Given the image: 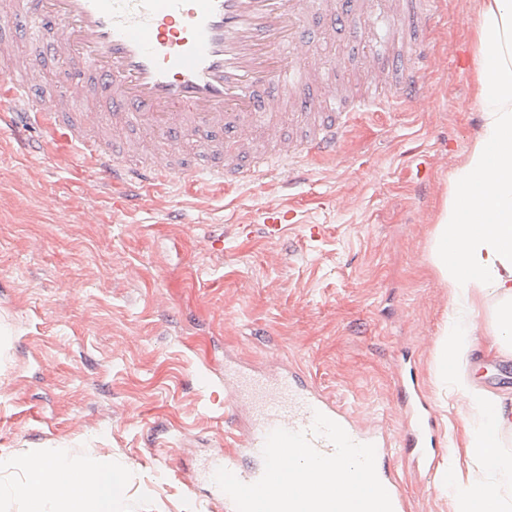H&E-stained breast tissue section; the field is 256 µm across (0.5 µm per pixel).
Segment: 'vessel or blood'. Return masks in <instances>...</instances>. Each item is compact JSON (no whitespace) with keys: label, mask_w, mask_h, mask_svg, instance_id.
Wrapping results in <instances>:
<instances>
[{"label":"vessel or blood","mask_w":512,"mask_h":512,"mask_svg":"<svg viewBox=\"0 0 512 512\" xmlns=\"http://www.w3.org/2000/svg\"><path fill=\"white\" fill-rule=\"evenodd\" d=\"M28 51L15 58L16 16L0 14V62L15 63L0 74V112L23 113L71 147L64 159L92 164L98 182L146 190L178 179L195 185L225 186L252 174L256 133L277 145L279 162L294 167L308 160H333L356 113L386 102L381 77L391 72L398 96L416 98L423 87L417 73L424 57L426 20L433 0H390L372 13L368 0H21ZM382 23L383 40L367 56L374 83L356 100L325 94L335 82L336 64H322L312 50L315 24ZM71 65L54 109L31 93V74L49 60ZM95 91L97 112H71L70 103ZM293 109L305 132L285 139L277 117ZM112 117V137L98 133L103 115ZM201 139L211 162L187 165L181 143ZM163 140L165 163L137 161L152 138ZM293 219L280 205L265 209L269 235ZM226 411L249 406L251 424L239 459L216 452L208 473L225 468L253 483L264 471L262 450L278 428L310 430L315 413L341 425L357 443H378L376 432L356 425L347 412L293 373L240 372L224 388ZM435 428L420 390L407 396L400 447L424 469H432ZM376 473L388 491L393 512H406L400 484L377 458Z\"/></svg>","instance_id":"b4317fda"}]
</instances>
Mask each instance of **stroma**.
<instances>
[{"label": "stroma", "mask_w": 512, "mask_h": 512, "mask_svg": "<svg viewBox=\"0 0 512 512\" xmlns=\"http://www.w3.org/2000/svg\"><path fill=\"white\" fill-rule=\"evenodd\" d=\"M476 11L477 0H436L422 99L357 113L338 159L297 179L277 168L226 192L166 182L118 213L116 189H91V169L48 162L59 141L18 154L0 119V453L109 455L125 469L123 512H224L206 463L250 424L244 407L224 416L225 367L289 368L396 438L406 363L444 437L439 460L472 469L464 427L476 411L435 374L451 297L429 253L448 177L482 123ZM375 42L345 26L317 49L361 91ZM273 204L296 213L277 238L262 226ZM216 232L220 251L206 245ZM34 235L45 251H31ZM492 311L477 316L473 378L512 406V353L496 351ZM390 465L407 512H452L438 472L404 454Z\"/></svg>", "instance_id": "1"}]
</instances>
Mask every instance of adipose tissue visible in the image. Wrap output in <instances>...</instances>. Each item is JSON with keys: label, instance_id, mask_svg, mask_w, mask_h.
I'll return each mask as SVG.
<instances>
[{"label": "adipose tissue", "instance_id": "ef3b65f1", "mask_svg": "<svg viewBox=\"0 0 512 512\" xmlns=\"http://www.w3.org/2000/svg\"><path fill=\"white\" fill-rule=\"evenodd\" d=\"M475 96L482 112L480 133L448 178V198L438 216L430 261L448 286V325L437 342L436 362L457 400L481 418L467 446L481 468L512 480L499 432L512 427V409L477 387L471 354L479 324L475 305L494 301L495 334L512 352V0H479L475 29ZM21 470L19 482H0V501L23 512H119L116 490L122 470L112 458L85 459L60 448L0 455V470ZM454 512H504L500 484L445 468Z\"/></svg>", "mask_w": 512, "mask_h": 512}]
</instances>
